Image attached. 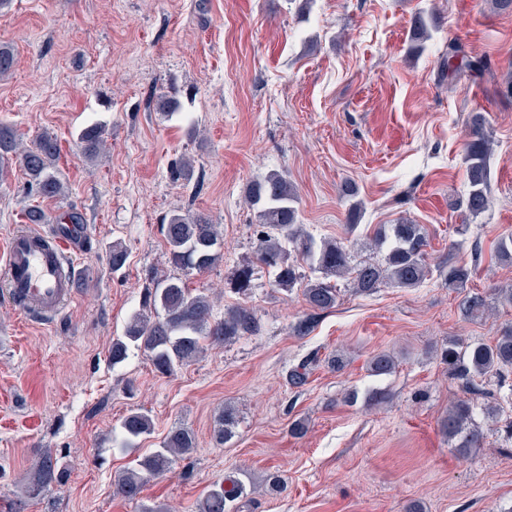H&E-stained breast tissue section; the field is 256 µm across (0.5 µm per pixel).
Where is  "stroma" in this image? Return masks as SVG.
<instances>
[{"mask_svg":"<svg viewBox=\"0 0 512 512\" xmlns=\"http://www.w3.org/2000/svg\"><path fill=\"white\" fill-rule=\"evenodd\" d=\"M434 19L425 51L410 52L417 17ZM457 40L486 60L493 81L448 78L441 58ZM0 44L18 64L0 78V123L25 139L54 133L56 169L69 193L45 200L14 170L0 182V239L26 225L28 208L79 212L90 241L77 259V294L53 326L22 320L0 291V512H13L32 461L49 451L69 461L59 485L24 512H196L203 492L239 479L228 512H512V375L488 380L497 417L477 410L481 447L460 456L441 430L467 388L449 375L438 349L448 339L492 342L512 307L469 321L460 294L438 278L371 295L339 282L340 299L313 330L292 326L308 313L300 290L272 288L256 268L249 302L261 329L210 347L173 375L156 373L130 350L112 365L114 338L141 304L154 271L166 268L160 226L175 210L209 212L224 233V257L189 287L208 293L216 312L238 300L233 270L252 259L255 215L246 187L272 170L299 192V221L315 238L372 258L380 224L423 225L428 261L447 258L474 269L472 292L512 286V266L491 257L512 234V8L490 0H13L0 13ZM181 107L165 117L159 94ZM483 113L493 139L490 204L466 214L463 147L471 113ZM106 124L109 156L87 162L78 134ZM195 160L192 181L174 178L176 161ZM352 184L355 198L342 196ZM359 226L347 232L352 200ZM128 251L121 272L108 265L112 243ZM320 361L301 388L286 381L303 357ZM380 352L394 355L388 376L369 375ZM340 354L343 370L326 358ZM389 400L368 406L369 392ZM356 402H347L348 393ZM237 417L234 437L217 444L224 407ZM149 413L151 435L132 448L113 437L129 411ZM309 429L296 438L292 418ZM191 429L195 451L152 479L141 502L115 482L169 430ZM281 493L266 492L268 474Z\"/></svg>","mask_w":512,"mask_h":512,"instance_id":"35a3bbf8","label":"stroma"}]
</instances>
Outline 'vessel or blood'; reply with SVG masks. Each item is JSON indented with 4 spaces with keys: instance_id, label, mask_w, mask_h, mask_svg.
I'll return each instance as SVG.
<instances>
[{
    "instance_id": "b4317fda",
    "label": "vessel or blood",
    "mask_w": 512,
    "mask_h": 512,
    "mask_svg": "<svg viewBox=\"0 0 512 512\" xmlns=\"http://www.w3.org/2000/svg\"><path fill=\"white\" fill-rule=\"evenodd\" d=\"M85 232L58 225L11 234L0 255V287L28 319L51 323L76 297L74 260L85 252Z\"/></svg>"
}]
</instances>
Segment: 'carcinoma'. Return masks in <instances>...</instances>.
<instances>
[{"mask_svg": "<svg viewBox=\"0 0 512 512\" xmlns=\"http://www.w3.org/2000/svg\"><path fill=\"white\" fill-rule=\"evenodd\" d=\"M428 39L427 23L418 19L412 35L410 51L416 55L424 50ZM17 64L14 49L0 46V78L11 74ZM443 68L448 75L467 73L481 77L486 69L482 61L469 57L462 47L448 44L443 56ZM82 155L95 162L106 143V130L101 124H92L79 133ZM492 136L486 129L481 113L472 114L470 134L466 143V172L469 194L466 210L477 217L488 207L489 159ZM57 137L43 132L30 142L17 136L14 130L0 124V180L9 176L15 167L27 177V186L44 199L65 196L66 186L57 174L55 163L59 155ZM246 200L256 211V264L241 266L233 275V286L242 302L227 309L224 315L214 314V305L205 292L193 293L185 287L173 271L198 273L211 269L223 256L224 235L213 218L200 211L173 212L162 224L166 242V263L171 271L154 272L144 287L141 308L126 324L124 335L112 341V365L123 363L130 348L143 352L155 370L170 375L188 365L204 352L208 345L219 346L242 336H251L260 330V320L254 308L247 304L252 288L255 266L267 269L273 276L271 286L291 291L301 285L303 299L313 312H323L336 306L338 288L332 280L351 277L355 293L370 295L379 288H415L438 272L449 289L462 291L470 281L472 269L465 264L447 261L437 269L428 262V235L423 225L402 219L395 224H381L371 237V246L383 253L382 260L353 261L351 251L334 239L316 241L304 225L298 223L296 204L298 193L288 176L271 171L252 181L246 189ZM29 224H80L82 216L68 210L56 217L34 206L26 213ZM128 254L121 243L112 244L109 265L112 271L122 270ZM307 260L319 276L306 277L300 270V261ZM495 259L501 265H512V235L498 240ZM462 316L478 319L492 310L490 299L477 292L466 293L459 303ZM316 354L306 356L288 372L287 382L294 388L307 384L309 371L317 362ZM441 361L448 372L466 381L471 397L460 399L448 409L442 427L448 441L461 455L481 447V434L473 425L474 399L487 397L484 388L474 379L488 380L512 372V325L504 328L493 343H462L450 339L441 348ZM396 369L390 355L379 353L368 362V371L376 377L388 376ZM236 416L226 407L220 414L215 430L216 439L224 443L234 435ZM151 417L141 411H132L121 422L120 445L130 448L153 432ZM195 448V437L185 427L172 429L159 448L149 451L136 467L124 471L116 481L117 492L129 501H140L146 484L153 478L172 471L178 458ZM66 466L60 458L47 451L30 467L23 485L26 501H34L55 483L60 482ZM243 492L234 478L226 484L208 489L197 504L198 512H226V503Z\"/></svg>", "mask_w": 512, "mask_h": 512, "instance_id": "obj_1", "label": "carcinoma"}]
</instances>
